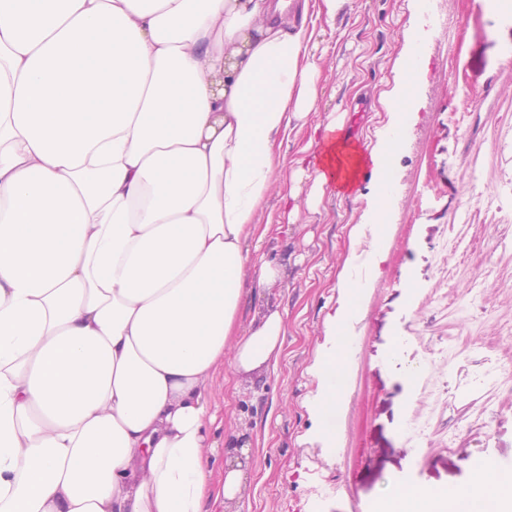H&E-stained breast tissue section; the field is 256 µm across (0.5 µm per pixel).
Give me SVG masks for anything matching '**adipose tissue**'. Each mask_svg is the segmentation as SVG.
I'll return each mask as SVG.
<instances>
[{
	"instance_id": "1",
	"label": "adipose tissue",
	"mask_w": 512,
	"mask_h": 512,
	"mask_svg": "<svg viewBox=\"0 0 512 512\" xmlns=\"http://www.w3.org/2000/svg\"><path fill=\"white\" fill-rule=\"evenodd\" d=\"M346 0H0V512H214L243 472L209 466L219 364L277 360L278 310L239 328L247 245L280 151L315 109L319 18ZM424 62L400 63L371 150L376 241ZM304 149L320 185L350 148ZM316 365L334 415L359 282L343 273ZM383 512H512V471L395 485Z\"/></svg>"
}]
</instances>
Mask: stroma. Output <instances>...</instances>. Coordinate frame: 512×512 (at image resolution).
<instances>
[{
	"instance_id": "obj_1",
	"label": "stroma",
	"mask_w": 512,
	"mask_h": 512,
	"mask_svg": "<svg viewBox=\"0 0 512 512\" xmlns=\"http://www.w3.org/2000/svg\"><path fill=\"white\" fill-rule=\"evenodd\" d=\"M436 6L449 24L430 32L425 18ZM314 40L321 78L309 122L335 119L338 137L373 147L387 122L382 98L415 43L426 63L417 117L393 161L391 224L372 271L374 172L354 195L322 189L314 169L296 164L307 128L283 146L299 211L287 216L271 193L240 326L276 309L287 336L276 368L217 372L215 484L228 449H248L240 490L217 512H378L391 485L461 486L490 461L512 469L503 371L512 365V11L484 0H347L334 23L318 21ZM261 259L283 277L259 283ZM346 267L363 292L348 323L352 360L328 448L312 410L315 366L330 346L326 317L340 304ZM424 364L429 372L408 381ZM324 480L338 483L337 496L315 498Z\"/></svg>"
}]
</instances>
